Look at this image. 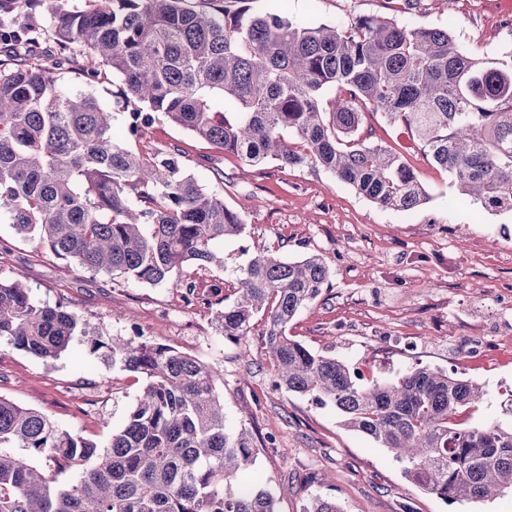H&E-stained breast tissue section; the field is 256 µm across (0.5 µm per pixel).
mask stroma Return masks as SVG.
Instances as JSON below:
<instances>
[{"label": "stroma", "instance_id": "35a3bbf8", "mask_svg": "<svg viewBox=\"0 0 512 512\" xmlns=\"http://www.w3.org/2000/svg\"><path fill=\"white\" fill-rule=\"evenodd\" d=\"M254 13L314 24L350 25L382 15L409 27L449 29L456 44L489 61L512 60V15L498 0H246ZM363 130L401 152L430 195L420 209L384 210L323 169L276 161L251 165L159 118L130 139L124 115L113 134L144 158L158 150L223 196L248 222L225 240L223 268H185L199 297L171 285L144 286L77 269L36 238L16 234L0 210V280L21 279L43 304L75 313L79 330L59 358L43 361L0 340V395L48 416L63 430L106 444L121 429L143 382L114 365L109 341L142 327L149 340L177 347L224 376V416L258 449L251 475L302 512L311 498L336 499L343 512H512V495L449 503L408 482L372 440L342 426L335 408L274 389L273 362L252 335L225 339L214 320L224 304L209 294L235 283L260 250L321 255L332 271L321 294L288 326L314 352L391 379L412 367L454 372L487 392L476 413L512 422V213L456 202L446 172L430 163L404 127L364 112Z\"/></svg>", "mask_w": 512, "mask_h": 512}]
</instances>
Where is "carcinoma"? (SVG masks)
<instances>
[{"label": "carcinoma", "instance_id": "obj_1", "mask_svg": "<svg viewBox=\"0 0 512 512\" xmlns=\"http://www.w3.org/2000/svg\"><path fill=\"white\" fill-rule=\"evenodd\" d=\"M240 2L0 0V209L18 235L81 270L156 286L187 266L224 267L216 244L246 233L178 157L147 161L117 143L114 113L67 84L69 73L97 82L104 68L121 82L133 138L161 114L251 164L319 166L381 209L416 210L428 194L415 170L360 136L369 107L411 131L460 199L512 212V62L460 49L445 28L310 24ZM330 275L318 255L259 253L216 322L233 341L261 316L274 387L333 405L422 490L452 503L512 493V423L473 420L481 387L426 366L365 379L288 337ZM78 326L20 280L0 281V340L47 361ZM106 346L144 386L103 447L0 396V512H280L245 479L256 448L226 427L218 369L145 338Z\"/></svg>", "mask_w": 512, "mask_h": 512}]
</instances>
